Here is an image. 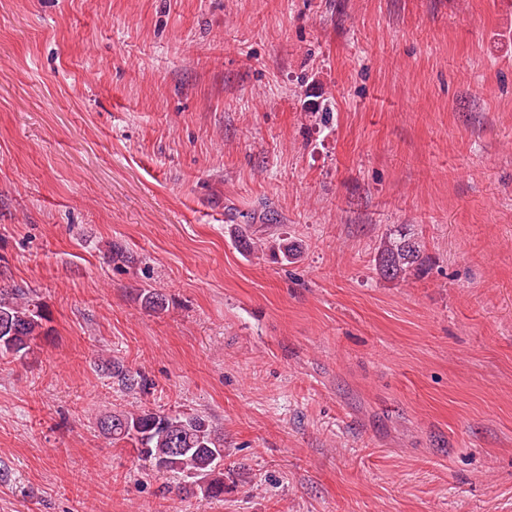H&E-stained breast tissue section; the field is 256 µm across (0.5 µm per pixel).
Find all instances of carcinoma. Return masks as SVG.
Wrapping results in <instances>:
<instances>
[{"label":"carcinoma","instance_id":"cac0c4a2","mask_svg":"<svg viewBox=\"0 0 512 512\" xmlns=\"http://www.w3.org/2000/svg\"><path fill=\"white\" fill-rule=\"evenodd\" d=\"M284 261L295 259L298 246L281 239L270 248ZM377 265L391 279L405 277L422 264V245L405 235L387 237L377 254ZM144 307L165 309L164 297L152 288L140 290ZM49 319L38 296L24 288L0 289V358L21 360L33 353L38 341L51 335ZM97 428L114 443L133 449L157 472L186 478L183 492L224 497V434L210 416L199 413L154 412L144 407L112 410L97 419Z\"/></svg>","mask_w":512,"mask_h":512}]
</instances>
